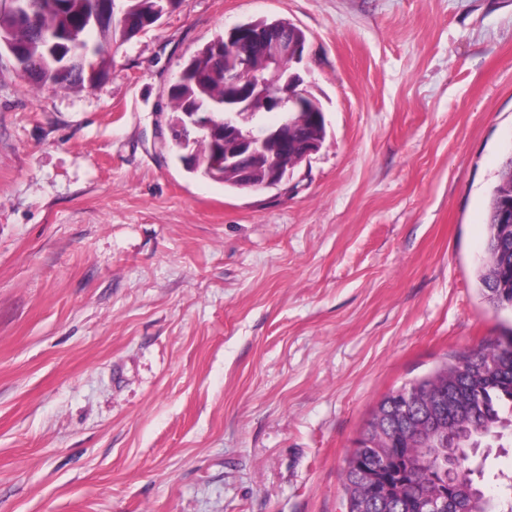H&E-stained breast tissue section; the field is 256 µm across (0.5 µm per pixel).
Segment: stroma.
I'll use <instances>...</instances> for the list:
<instances>
[{"instance_id":"obj_1","label":"stroma","mask_w":512,"mask_h":512,"mask_svg":"<svg viewBox=\"0 0 512 512\" xmlns=\"http://www.w3.org/2000/svg\"><path fill=\"white\" fill-rule=\"evenodd\" d=\"M93 87L0 56V512H346L389 392L512 336L483 302L512 154V0H177ZM286 18L326 138L238 192L173 159L168 95Z\"/></svg>"}]
</instances>
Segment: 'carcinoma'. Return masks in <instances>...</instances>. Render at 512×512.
<instances>
[{
    "label": "carcinoma",
    "mask_w": 512,
    "mask_h": 512,
    "mask_svg": "<svg viewBox=\"0 0 512 512\" xmlns=\"http://www.w3.org/2000/svg\"><path fill=\"white\" fill-rule=\"evenodd\" d=\"M42 27L60 36L59 48L23 27L8 0H0V35L16 41L33 88L93 84L112 62V23L95 25L83 21L88 0H34ZM165 0H126L124 35L134 26L164 9ZM250 24L286 33L304 42L305 32L284 19L258 18ZM215 40L196 50L170 87L171 121L185 112H211L222 121L224 104V57L214 53ZM312 101L306 109L288 112L301 134L309 130ZM198 160L188 161L187 170L201 178L239 189V183L222 176L214 163L224 154L223 146L204 137L197 147ZM512 156L492 182L487 196V241L477 281L488 306L496 312L512 308V229L504 223L503 210L512 197ZM448 371L449 382L437 384L434 374L416 379L389 393L375 408L367 428L358 439L352 460L343 471L346 512H424L423 494L443 481L442 456L438 448H423L417 440V423L426 406L439 396L464 401L467 411L455 419L466 440L457 460L456 479L442 486L446 512H512V476L504 477L507 493L487 495L475 483L487 456L480 448L512 432V339L466 350L436 368Z\"/></svg>",
    "instance_id": "obj_1"
}]
</instances>
